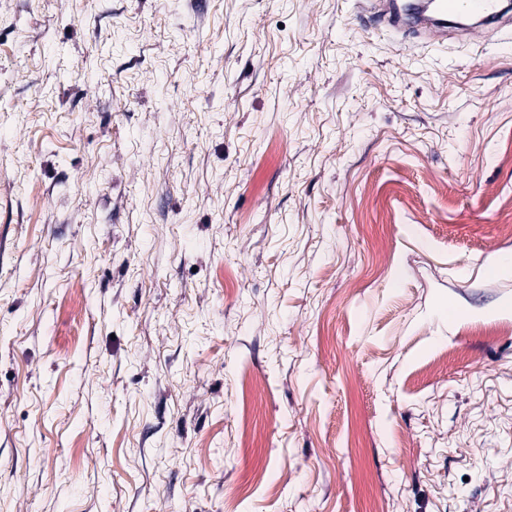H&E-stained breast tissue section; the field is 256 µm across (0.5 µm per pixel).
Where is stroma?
Returning a JSON list of instances; mask_svg holds the SVG:
<instances>
[{
    "mask_svg": "<svg viewBox=\"0 0 512 512\" xmlns=\"http://www.w3.org/2000/svg\"><path fill=\"white\" fill-rule=\"evenodd\" d=\"M508 251L510 30L0 0V512H512Z\"/></svg>",
    "mask_w": 512,
    "mask_h": 512,
    "instance_id": "35a3bbf8",
    "label": "stroma"
}]
</instances>
